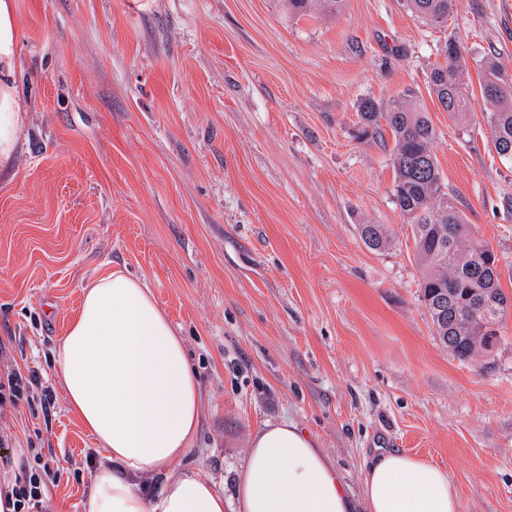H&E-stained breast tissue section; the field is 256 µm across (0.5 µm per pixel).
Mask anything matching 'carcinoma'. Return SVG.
<instances>
[{"label": "carcinoma", "instance_id": "carcinoma-1", "mask_svg": "<svg viewBox=\"0 0 512 512\" xmlns=\"http://www.w3.org/2000/svg\"><path fill=\"white\" fill-rule=\"evenodd\" d=\"M457 0H406L416 17L432 23L448 21ZM288 14L335 16L346 0H283ZM465 60L459 46L450 41L445 47V65L429 76L430 97L455 122L464 123L471 102L463 90L461 75ZM492 75L481 85V95L491 107L490 123L498 155L512 160V87L496 81ZM361 137L380 133L381 125L393 135L391 162L394 169L393 199L400 212L412 220L416 260L421 268L419 288L430 312L435 335L457 359L469 362L490 353L494 342L501 341L500 305L508 297L500 286L497 253L478 240L462 211L442 190L437 159L433 152L436 130L423 99L412 89L405 90L387 104L364 99L359 104ZM359 232L365 244L380 250L389 242L382 224H361ZM495 304L487 308L479 321L469 319L471 297L482 292Z\"/></svg>", "mask_w": 512, "mask_h": 512}]
</instances>
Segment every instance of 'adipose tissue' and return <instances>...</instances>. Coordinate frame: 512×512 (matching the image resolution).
Segmentation results:
<instances>
[{"label": "adipose tissue", "mask_w": 512, "mask_h": 512, "mask_svg": "<svg viewBox=\"0 0 512 512\" xmlns=\"http://www.w3.org/2000/svg\"><path fill=\"white\" fill-rule=\"evenodd\" d=\"M21 38L13 0H0V167L15 155L24 118L16 86ZM54 365L70 413L99 454L82 512H224L211 479L166 469L192 451L200 382L145 281L121 270L92 281ZM154 475L155 492L146 483ZM459 510L447 472L405 451L366 458L361 494L353 496L313 435L290 420L251 434L236 485L235 512Z\"/></svg>", "instance_id": "1"}]
</instances>
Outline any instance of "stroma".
<instances>
[{"mask_svg":"<svg viewBox=\"0 0 512 512\" xmlns=\"http://www.w3.org/2000/svg\"><path fill=\"white\" fill-rule=\"evenodd\" d=\"M29 105L0 175V368L32 381L9 419L14 459L41 451L47 512H81L97 460L68 411L53 351L83 288L143 278L203 389L194 451L233 507L248 439L289 419L352 493L373 451L444 468L461 512H512V313L488 360L436 340L409 220L392 198L390 132L360 140L358 106L428 75L453 41L473 110L429 103L443 190L512 265V161L481 95L512 84V0H458L447 23L404 0H347L334 18L280 0H16ZM362 224L389 242L366 246ZM51 393L42 408L43 393ZM359 232L365 244L374 250L384 248L389 242V235L383 224L359 225Z\"/></svg>","mask_w":512,"mask_h":512,"instance_id":"stroma-1","label":"stroma"}]
</instances>
